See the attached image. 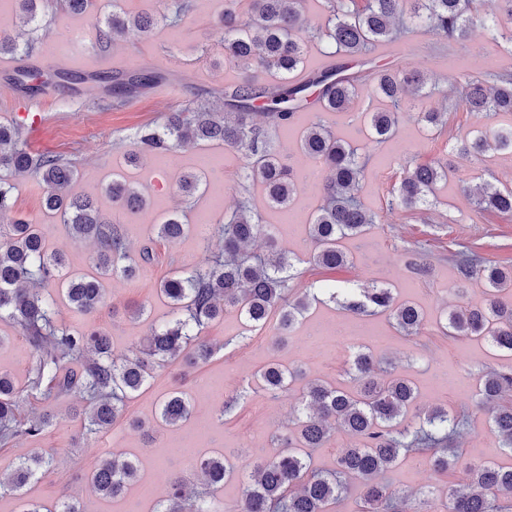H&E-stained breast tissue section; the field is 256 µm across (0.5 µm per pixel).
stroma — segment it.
I'll return each mask as SVG.
<instances>
[{
	"label": "stroma",
	"instance_id": "35a3bbf8",
	"mask_svg": "<svg viewBox=\"0 0 512 512\" xmlns=\"http://www.w3.org/2000/svg\"><path fill=\"white\" fill-rule=\"evenodd\" d=\"M93 14H70L56 6L43 14V29L48 36L75 37V58L70 71L96 73L98 65L110 71H124L148 66L164 71L169 82L164 90L126 102L123 106L106 107L95 93L87 89L73 92L54 87L50 71H42L47 86L33 98V110L43 119L41 151L55 152L76 161L78 175L73 193L96 198L103 213L122 226L132 251L150 245L155 259L145 266L133 288L125 287L123 279L107 280V301L96 313L85 314L56 299L60 318L70 327L100 330L111 339L112 351L130 356L138 351L152 327L171 317V308L157 291V284L173 271H191L204 259L220 249L222 242L216 232L225 213L231 212L241 196H248L261 224L274 227L278 210L267 203L263 186L245 179L240 155L220 142H200L169 154L163 167H156L155 156L143 154L138 167H128L125 152L132 146L134 133L144 126L161 124L166 113L181 109L190 100L209 97L224 85L236 82L241 70L224 65V41L215 28V21L224 10V0H193L192 11L178 26H159L151 36L128 32L107 51L95 46L96 29L93 15L110 12L120 6L127 15L153 12L157 0H93ZM373 56L379 63L399 62L422 71L430 84L454 89L464 77L479 76L488 71H512V55L503 42L484 28H474L463 43H450L428 34H415L412 47L403 42H385L375 47ZM382 101L362 93L346 112H322L315 109L298 113L289 133H273V147L281 162L292 169H309L313 160L299 147L302 133L315 121H322L336 136L344 140L356 137V125L362 124L366 113L382 109ZM481 116L470 112H452L445 128L437 130L415 122L409 113L398 116V131L386 142L376 146L367 164L359 187L366 208L378 213V224L368 228L359 239L342 240L341 246L350 257L349 265L336 272L313 268L309 249H296L288 239H281L285 250L296 251L297 265L306 281L315 285L336 284L363 288L382 284L391 288L402 302L417 305L425 314V328L420 335H403L393 319L386 314L368 317V324L381 332L383 342L371 344L364 337L352 340L316 341L309 337L310 318L342 320L346 312L334 303H315L301 318L281 350H274L272 339L275 323L253 326L233 310L225 311L222 320L206 331L215 346L214 357L194 370L184 382H177L176 367L156 369L146 386L126 406L128 419L152 424V438H145L138 429L119 423L115 432L84 434L79 422L70 417L73 406L82 399L71 394L50 404L32 399L19 402L22 416L43 411L55 417L54 425L38 438H20L12 445L0 447V475L11 473L20 458L36 448H52L57 463L44 477L32 481L23 492L37 500L48 512H54L58 501L74 498L81 512H157L158 501L142 503L130 495L118 501L103 499L92 493L84 478L92 463L111 452L112 435L129 436L124 449L138 462H149L161 475L179 474L191 483L199 477L194 462L173 453V446L197 426H204L199 438V452H223L230 459H244L252 450L263 455L275 453V435L287 426L297 405L302 382L275 395L259 387L258 371L277 361L287 366H300L308 378H318L350 389L354 383L348 373L352 355L364 351L373 356L380 367L394 365L396 374L409 377L418 392L417 410L440 406L449 412H468L470 426L460 441V461H494L512 466V452L502 447L489 428L490 415L477 407L478 377L486 369L512 370V354L495 350L482 339L458 340L444 335L440 323L443 305L459 285L454 264L456 252L472 248L493 262L512 260V221L496 216L476 217L465 194L466 187L482 182L512 187V153L491 151L474 157L458 153L454 145L478 125ZM392 157L389 169H381L383 157ZM441 160L448 164L447 181L437 184L431 194L436 206L415 214H388L387 201L396 193L407 165ZM188 172H202L207 177L195 199L185 200L177 184ZM122 177L136 185L146 197L147 207L131 215L115 207L107 192L113 178ZM0 180L13 186L11 210L0 216L9 224L23 216L45 228L49 250L63 252L69 271H89L88 243L74 240L59 215L44 210V186L31 173L15 174L0 170ZM222 197L219 210H209V201ZM179 214L187 231L171 242H154V226L171 214ZM427 256L431 272L422 277L415 273L416 254ZM141 305L145 313L132 318L127 310ZM35 351L19 329L9 320H0V371L10 373L18 383H25L34 361ZM449 378V385L439 384L438 376ZM183 386L189 395L193 413L182 426H156L161 401L175 386ZM237 405L231 413L221 408L229 399ZM393 487L408 494V512H438L435 494L448 483L436 472L427 457L408 455L387 474Z\"/></svg>",
	"mask_w": 512,
	"mask_h": 512
}]
</instances>
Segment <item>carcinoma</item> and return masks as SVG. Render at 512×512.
<instances>
[{
    "label": "carcinoma",
    "mask_w": 512,
    "mask_h": 512,
    "mask_svg": "<svg viewBox=\"0 0 512 512\" xmlns=\"http://www.w3.org/2000/svg\"><path fill=\"white\" fill-rule=\"evenodd\" d=\"M239 0H225L224 13L217 26L224 35V66L261 68L272 81L261 84L245 76L233 85L212 93L221 101L195 100L178 112H169L162 125L139 130L134 161L142 151L167 155L199 141L219 140L237 151L247 177L265 187L271 207L286 212L299 174L283 165L271 145L272 131L289 125L299 110L319 104L330 112L347 111L358 90L368 86L387 101L391 110L368 113L369 140L380 142L392 137L402 111L412 98L437 93L468 112L491 119L512 113V74L493 73L484 78L470 77L460 83L453 97L448 91L429 89L424 74L399 64L380 65L369 52L377 44L405 38L413 30L445 38L450 42L466 39L475 19L477 0H365L362 7H349L345 0L330 2V16L323 28L303 37L307 25L301 0H249L247 12L237 8ZM47 0H19L24 23L41 27V6ZM500 18L488 21L490 30L512 48V0H498ZM166 15L161 12L127 16L112 5V14L95 20L97 45L106 48L115 36L135 29L147 36ZM319 40L334 49L340 62L332 69L312 72L296 81L303 69L307 40ZM0 30V54H17L31 49ZM56 85L75 89L92 82L103 95L137 97L167 81L166 75L142 66L122 74L85 77L69 72L55 73ZM13 84L28 94L40 89L37 77L19 70ZM512 144V130L484 126L458 143L464 154H482ZM302 151L318 160L324 169L319 186L324 203L310 221L313 251L310 262L327 270L342 268L348 255L340 248L343 238H356L377 216L358 200L357 191L363 163L357 148L336 139L321 123L311 125L300 141ZM0 168L39 176L45 187L44 207L61 216L69 234L77 241L93 245L92 276L70 277L65 258L45 246L43 225L27 218L0 225V319L12 321L34 348L36 356L24 385L0 371V444L17 438L37 437L53 426L49 412L25 419L18 402L32 397L51 402L72 392L83 395L87 405L73 410L87 432L98 434L113 426L123 415L127 401L147 383L157 367L179 364L198 367L215 352L204 336L208 325L236 310L248 323L262 326L277 315V330L286 336L307 311L317 294L306 286L294 290L289 282L300 278L294 259L278 247L275 233L260 224L249 202L239 201L224 216L219 232L224 250L206 258L203 265L188 272L162 279L159 292L171 306L172 318L153 329L148 346L138 354L117 357L111 353L109 336L104 332L75 330L58 318L54 300L41 289L55 282L65 292L71 306L91 314L99 310L105 296L103 280L129 279L153 261L148 248L134 253L118 224H113L88 195H73L69 187L76 176V165L53 152L33 154L22 145L19 125H0ZM448 178V164L431 161L408 169L401 180L391 212L419 211L431 205L429 193ZM202 185L196 173L185 174L178 192L192 198ZM112 202L134 214L146 205L141 193L125 181L114 180L108 187ZM472 209L479 215L493 214L512 219V187L500 189L486 184L473 196ZM156 236L175 240L185 231L176 215L156 225ZM268 236V254L253 256L247 246L262 235ZM459 280L481 278L489 285L485 303L455 305L448 311L444 330L448 335L487 340L501 350L512 351V267L490 262L475 252L455 259ZM329 301L351 315L366 317L387 313L408 336L420 334L425 316L417 306L396 301L390 289L373 286L324 288ZM354 391L321 380L307 382L300 407L292 420L276 436L282 450L272 457H259L248 463L251 482L237 505V512H331L341 498L348 477L361 488L366 508L374 512H402L406 498L391 488L386 474L399 458L419 452L442 473L454 475L459 456L454 440L469 426V416L450 415L434 407L424 416L406 423L415 404L413 382L390 372L375 375L371 355L357 351L352 359ZM302 375L298 367L272 362L261 371L262 389L279 393ZM512 371L490 369L480 376V405L491 410V430L502 446L512 452ZM192 414L185 393L175 389L160 404L163 424L176 426ZM337 424L360 442L347 449L336 461V469L324 471L313 460L312 451L329 438L330 426ZM53 456L42 448L21 459L8 480L0 478V495L13 493L33 479L51 471ZM200 471L206 484L217 486L235 472L224 456L202 460ZM137 463L115 455L97 458L88 481L92 491L114 498L137 481ZM444 512H512V467L492 462L474 465L466 478L448 482ZM158 512H220L208 492H189L174 477L167 487Z\"/></svg>",
    "instance_id": "obj_1"
}]
</instances>
